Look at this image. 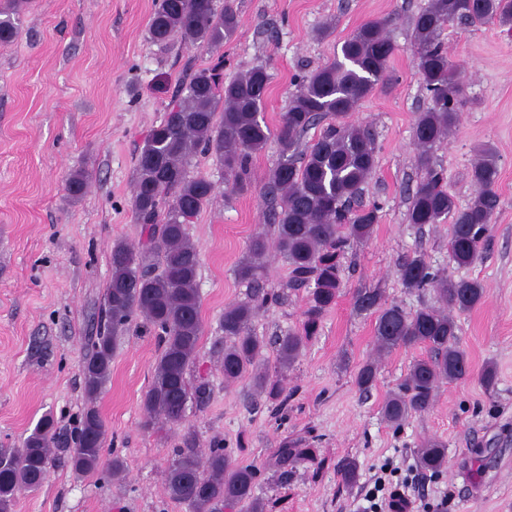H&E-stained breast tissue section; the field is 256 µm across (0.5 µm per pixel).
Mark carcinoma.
Listing matches in <instances>:
<instances>
[{"instance_id": "cac0c4a2", "label": "carcinoma", "mask_w": 512, "mask_h": 512, "mask_svg": "<svg viewBox=\"0 0 512 512\" xmlns=\"http://www.w3.org/2000/svg\"><path fill=\"white\" fill-rule=\"evenodd\" d=\"M29 0H7L0 10V43L13 41ZM454 22H497L512 28V0H430L414 21L412 48L423 86L432 106L418 115L414 126L417 165L423 176L411 196L408 222L422 226L451 221L449 263L468 267L480 259L490 224L499 207L495 186L498 156L489 144L475 148L469 170L474 195L461 206L448 191L445 170L433 147L449 136L459 120L465 89L457 66L448 59L441 34ZM239 25L237 13L217 0H157L149 24V38L158 44L178 41L187 47L218 51ZM385 19L360 25L329 63L295 77L296 90L288 101L278 132L280 159L270 171L266 193L278 206L269 212L276 225V247L288 263L292 288L309 289L308 305L298 329L275 341L282 371L303 353L317 334L323 314L341 288L340 256L352 240H367L378 221L379 206L357 205L359 191L375 168L376 144L368 128L347 121L359 103L386 84L388 62L395 46ZM219 65L190 71L172 95L160 123L147 134L135 157L130 199L140 246L124 240L112 243L111 276L106 289V323L93 343L84 366L85 392L94 398L109 379L112 357L120 336L131 327L153 332L161 353L143 399L145 425L181 423L191 400L187 371L203 334L197 278L199 254L187 225L211 202L215 184L191 171L193 156L212 154L234 187L247 186L253 155L262 151L271 134L261 117L270 87L267 66L259 64L222 84ZM327 121L317 139L301 148L302 136ZM89 175L70 174L71 200L85 194ZM268 251L266 237L255 234L248 255L235 270L237 279L254 289L252 298L224 308L222 372L224 381L250 378L257 391L283 405L280 380L271 378L264 360L265 343L250 325L269 300L261 276ZM399 278L409 291L430 289L442 307L423 306L408 312L400 305L382 304L379 291L361 293L357 306L377 312L374 335L380 351L422 344L429 350L417 359L382 406L385 420L395 429L410 416L430 409L440 384L465 379L470 365L458 340L450 307L468 312L484 295L476 279H455L432 270L424 253L415 251L399 264ZM377 378V365L363 364L356 375L359 389L368 391ZM51 416L43 417L23 446L3 454L0 461V512H11L22 490L39 488L54 460ZM105 428L97 410L82 416L73 447L63 449L73 469L92 472L101 465ZM165 474L169 497L187 512H265L256 495L257 469L238 462L219 444L202 452L175 448ZM312 455L310 448L283 447L277 451L280 476L288 467ZM448 463L447 445L426 440L417 450L418 466L434 475Z\"/></svg>"}]
</instances>
